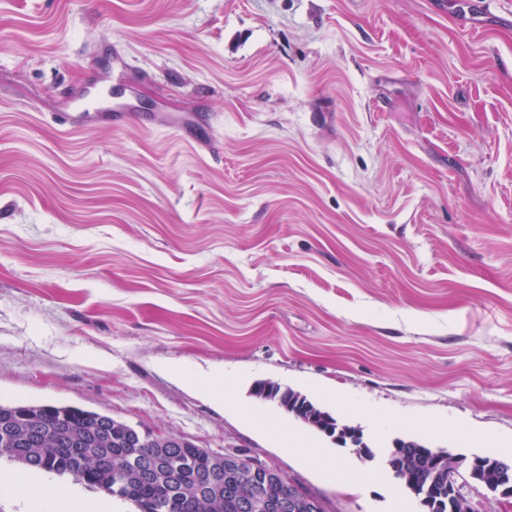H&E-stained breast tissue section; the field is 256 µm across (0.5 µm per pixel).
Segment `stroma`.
Here are the masks:
<instances>
[{"mask_svg":"<svg viewBox=\"0 0 512 512\" xmlns=\"http://www.w3.org/2000/svg\"><path fill=\"white\" fill-rule=\"evenodd\" d=\"M118 97L147 124L55 123ZM265 380L378 454L512 448V0H0V399L243 450L325 512H420ZM252 395L264 402L274 403L301 424L315 430L341 447L350 445L352 435L359 436L358 445H354L355 451L362 452V448H370L363 440L362 431L351 425L340 424L329 412L323 410L306 395L289 387L265 381L258 382L252 389ZM360 449V450H359Z\"/></svg>","mask_w":512,"mask_h":512,"instance_id":"obj_1","label":"stroma"}]
</instances>
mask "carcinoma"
Segmentation results:
<instances>
[{
    "instance_id": "obj_1",
    "label": "carcinoma",
    "mask_w": 512,
    "mask_h": 512,
    "mask_svg": "<svg viewBox=\"0 0 512 512\" xmlns=\"http://www.w3.org/2000/svg\"><path fill=\"white\" fill-rule=\"evenodd\" d=\"M252 395L284 410L304 426L330 438L350 444V437L362 435L351 425L341 424L306 395L278 383L258 382ZM14 420L15 427L0 430V458L25 464L11 455L24 443L31 454L55 466L56 474L69 475V458L59 453L58 444L68 442L83 450L85 465L78 481L132 502L139 512H167L170 494L178 488L181 496L195 504L192 512H280L277 504L288 497L293 486L287 481L267 479L271 466L241 450L217 454L192 442L171 448L163 436L147 434L132 440L133 426L112 418L109 430L100 433L84 408L63 404H17L0 402V420ZM112 453V470L95 467L100 453ZM398 458L391 473L401 486L419 498L423 512H448V464L456 458L445 454L435 462L430 447L407 439L393 448ZM500 458L485 456L472 479L492 494L512 492V471L498 469Z\"/></svg>"
}]
</instances>
